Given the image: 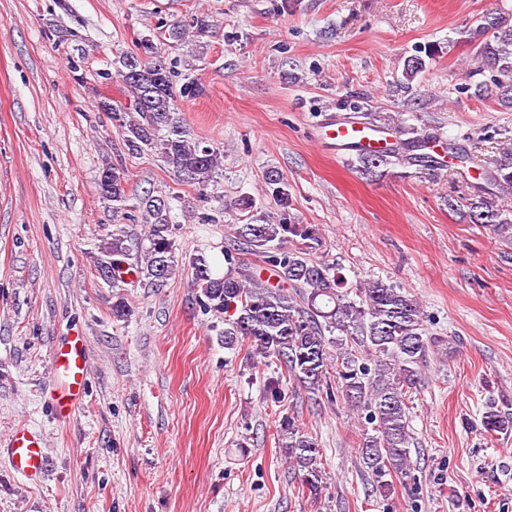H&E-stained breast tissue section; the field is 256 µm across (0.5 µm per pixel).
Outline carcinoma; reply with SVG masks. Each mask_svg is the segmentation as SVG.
Segmentation results:
<instances>
[{
  "mask_svg": "<svg viewBox=\"0 0 512 512\" xmlns=\"http://www.w3.org/2000/svg\"><path fill=\"white\" fill-rule=\"evenodd\" d=\"M467 38L479 37V70L492 72L490 80L474 84L478 96L491 95L502 107L512 110V18L488 13ZM137 53L113 61L114 76L129 100L116 101L105 112L118 122L126 145L137 152L157 154L164 166L182 180L205 187L223 169V154L217 147L194 140L180 117L174 70L150 39L136 42ZM437 49L424 48L425 56L409 57L403 78L412 83L426 69V60ZM429 137L415 135L397 149L365 154L361 168L377 176L392 166L415 168V173L433 176L445 167L429 152ZM459 175L467 179L472 166L481 167L474 194L467 198L468 216L474 224H488L506 234L512 230V215L498 208L495 198L512 192V146L502 147L490 165L478 156H456ZM126 170L105 164L97 185L102 198L119 213L129 200ZM265 195L278 208L259 214L234 228L237 250L257 255L271 274L246 276L237 270L238 257L224 251L227 264L219 276L202 255L193 258L192 280L199 290L198 301L206 312L224 316V348L245 342L264 358L284 364L288 377L308 392L320 393L336 387V398L364 415L371 431L364 433L358 448L362 465L371 475L375 490L385 494L390 479L410 470V417L408 394L416 387L419 364L434 340L424 327L417 300L402 288L379 281L356 287L355 296L341 290L336 266L310 252L319 244L314 224H297L289 213L288 185L277 170L265 173ZM133 208L147 224V244L138 246L144 257L135 265L136 277L160 289L174 274L170 197L144 191L135 195ZM294 247L288 248L286 244ZM131 248L123 229L112 233V242L102 247L107 259L99 272H116L127 264ZM373 359L369 367L364 358ZM336 365V384H331L329 366ZM489 433L512 431V413L494 406L483 415ZM278 436L281 447L300 474L301 486L317 496L322 489V452L318 439L305 432L295 418L282 417Z\"/></svg>",
  "mask_w": 512,
  "mask_h": 512,
  "instance_id": "obj_1",
  "label": "carcinoma"
}]
</instances>
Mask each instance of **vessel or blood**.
<instances>
[{
  "instance_id": "obj_1",
  "label": "vessel or blood",
  "mask_w": 512,
  "mask_h": 512,
  "mask_svg": "<svg viewBox=\"0 0 512 512\" xmlns=\"http://www.w3.org/2000/svg\"><path fill=\"white\" fill-rule=\"evenodd\" d=\"M321 143L343 158L374 153L397 145L396 131L361 120H339L329 115L319 122ZM88 353L84 337L76 336L58 346L52 359L53 401L60 416L67 417L81 404L87 378ZM6 446L11 467L30 481L46 467L41 437L28 428H16Z\"/></svg>"
}]
</instances>
